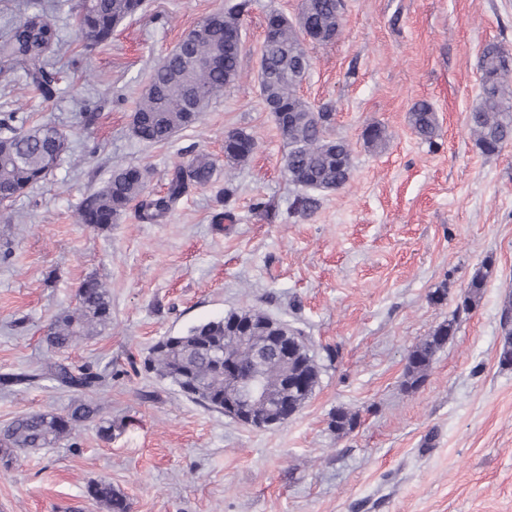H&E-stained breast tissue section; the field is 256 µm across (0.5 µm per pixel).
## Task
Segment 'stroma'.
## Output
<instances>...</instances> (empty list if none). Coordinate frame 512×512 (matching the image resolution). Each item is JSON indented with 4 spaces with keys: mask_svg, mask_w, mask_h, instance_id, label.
I'll use <instances>...</instances> for the list:
<instances>
[{
    "mask_svg": "<svg viewBox=\"0 0 512 512\" xmlns=\"http://www.w3.org/2000/svg\"><path fill=\"white\" fill-rule=\"evenodd\" d=\"M43 2L57 9L67 46L60 93L46 102L22 77H0V112L55 124L70 149L0 223L11 250L0 261V374L46 362L47 326L75 306L84 280L98 279L112 322L62 359L106 376L94 398L112 437L89 425L0 463V512H102L87 494L100 479L130 512H512V367L498 363L512 300V143L484 154L467 127L480 53L512 49V0H343L336 39L307 46L299 94L331 106L353 172L309 215L293 210L288 148L258 82L269 13L296 19L302 0H246L237 80L165 144L132 135L136 101L156 64L224 0H144L93 48L77 34L79 0ZM421 101L437 117L430 144L408 121ZM370 124L386 130L381 148L364 144ZM232 129L258 147L228 181ZM199 153L216 162L212 182L189 187L158 223L133 206L105 230L76 223L113 169H150L146 192L156 196L173 165ZM482 268L479 305L457 312ZM442 286L447 300L431 302ZM248 308L301 330L320 365L307 402L270 430L143 367L160 338ZM448 320L454 336L425 383L405 392L409 351ZM76 397L48 380L0 392V427ZM339 407L358 415L343 436L330 428Z\"/></svg>",
    "mask_w": 512,
    "mask_h": 512,
    "instance_id": "obj_1",
    "label": "stroma"
}]
</instances>
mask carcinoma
Segmentation results:
<instances>
[{
	"instance_id": "cac0c4a2",
	"label": "carcinoma",
	"mask_w": 512,
	"mask_h": 512,
	"mask_svg": "<svg viewBox=\"0 0 512 512\" xmlns=\"http://www.w3.org/2000/svg\"><path fill=\"white\" fill-rule=\"evenodd\" d=\"M143 0H87L77 18L79 30L90 45L112 38L114 28L136 14ZM313 27L329 42L339 34L342 18L336 0H303ZM239 5L217 10L183 36L186 51L174 50L153 69L149 83L139 97L132 133L141 142L161 144L180 129L196 124L210 101L232 85L239 74L241 48L229 35L239 27ZM268 21L274 29L261 50L259 88L266 108L288 144L284 167L288 182L296 189L294 210L310 214L318 206L317 193L344 187L352 177V148L343 138L330 133L333 113L326 107L314 111L298 95L300 57L305 55L293 24L278 13ZM61 42L54 18L28 0L20 18L0 37V77L20 72L27 85L43 100L58 91L57 77L50 69L47 53ZM477 69L479 93L468 116V129L481 151L492 155L512 142V51L489 44L481 52ZM416 136L431 143L437 135V118L430 104L420 102L409 113ZM364 143L372 148L385 144L384 129L376 124L363 131ZM257 148L253 135L242 129L229 131L224 139L227 163L249 160ZM69 150L67 136L49 123L28 125L17 111L0 114V189L5 191V209L34 185L44 181ZM215 162L204 153L188 164L174 166L168 174L167 191L162 196L145 194L146 171L137 167L112 171L106 186L85 197L76 210L78 224L106 229L132 203L137 202L139 218L154 223L164 217L191 185L209 184ZM485 276L477 272L468 289L459 296L456 310L469 312L479 302ZM112 321V307L106 289L95 278L85 280L77 292L74 308L56 316L49 324L46 343L55 352L76 346ZM274 319L255 310L243 309L221 319L201 322L178 336H165L150 348L145 366L169 380L186 398L218 412L224 411V358L233 359L241 371L252 370L255 354L272 335ZM455 332L454 322L434 328L409 352L405 389H418L439 350ZM273 392L286 393L288 404L300 408L312 394L318 368L306 348L295 361H270L264 368ZM50 380L61 388L94 392L103 377L91 366L71 367L54 362L41 373L17 372L0 376L3 389ZM288 389H283L285 381ZM87 425L112 438V425L105 424L99 405L92 400H75L63 412H33L14 418L0 429V460L9 465L17 453L51 448ZM357 415L339 409L331 427L337 434L351 432ZM88 495L105 512H129L126 498L101 479L89 484Z\"/></svg>"
}]
</instances>
